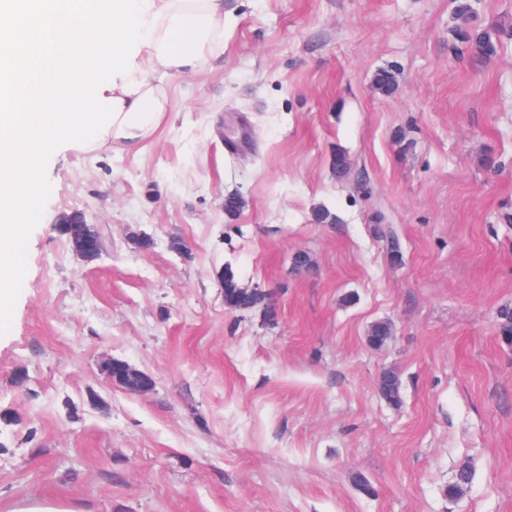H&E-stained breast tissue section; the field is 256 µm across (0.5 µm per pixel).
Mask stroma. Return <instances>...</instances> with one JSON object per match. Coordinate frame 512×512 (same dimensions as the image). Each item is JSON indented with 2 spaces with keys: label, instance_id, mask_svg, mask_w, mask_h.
<instances>
[{
  "label": "stroma",
  "instance_id": "stroma-1",
  "mask_svg": "<svg viewBox=\"0 0 512 512\" xmlns=\"http://www.w3.org/2000/svg\"><path fill=\"white\" fill-rule=\"evenodd\" d=\"M456 24L455 0H224L141 153L27 155L0 269V512H512V37L485 60ZM74 210L94 261L59 232ZM228 264L274 321L225 306ZM109 357L154 390L116 387ZM61 224H81V230L78 237L72 241V247L77 255L84 257L89 248L97 251L98 244L102 246L101 237L97 227L93 224H88L85 221V216L81 211H73L71 215L64 216Z\"/></svg>",
  "mask_w": 512,
  "mask_h": 512
}]
</instances>
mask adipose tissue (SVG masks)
Wrapping results in <instances>:
<instances>
[{
    "label": "adipose tissue",
    "instance_id": "obj_1",
    "mask_svg": "<svg viewBox=\"0 0 512 512\" xmlns=\"http://www.w3.org/2000/svg\"><path fill=\"white\" fill-rule=\"evenodd\" d=\"M107 12L122 27L111 46H93ZM223 27L224 0H0V243L19 230L8 185L22 177L19 160L35 150L36 133L63 130L60 148L74 151H140L165 118L158 82L194 71ZM105 54L111 71L70 85L75 109L47 111L65 68Z\"/></svg>",
    "mask_w": 512,
    "mask_h": 512
}]
</instances>
